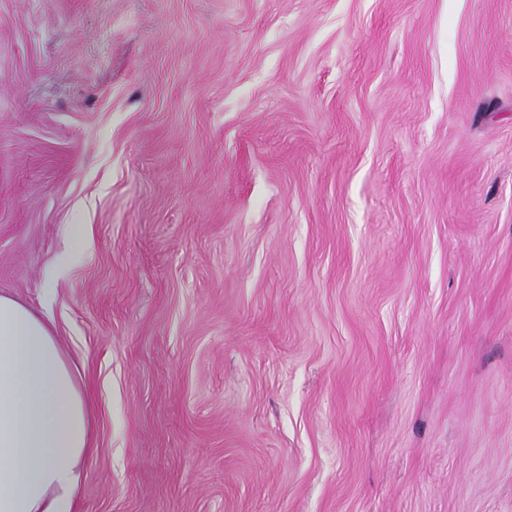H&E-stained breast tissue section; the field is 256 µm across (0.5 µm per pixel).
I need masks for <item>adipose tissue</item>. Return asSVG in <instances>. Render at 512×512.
Here are the masks:
<instances>
[{
  "instance_id": "obj_1",
  "label": "adipose tissue",
  "mask_w": 512,
  "mask_h": 512,
  "mask_svg": "<svg viewBox=\"0 0 512 512\" xmlns=\"http://www.w3.org/2000/svg\"><path fill=\"white\" fill-rule=\"evenodd\" d=\"M92 415L48 313L0 294V512H75Z\"/></svg>"
}]
</instances>
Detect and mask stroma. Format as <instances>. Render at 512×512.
I'll list each match as a JSON object with an SVG mask.
<instances>
[{"label":"stroma","mask_w":512,"mask_h":512,"mask_svg":"<svg viewBox=\"0 0 512 512\" xmlns=\"http://www.w3.org/2000/svg\"><path fill=\"white\" fill-rule=\"evenodd\" d=\"M0 293L76 512H512V0H0Z\"/></svg>","instance_id":"1"}]
</instances>
